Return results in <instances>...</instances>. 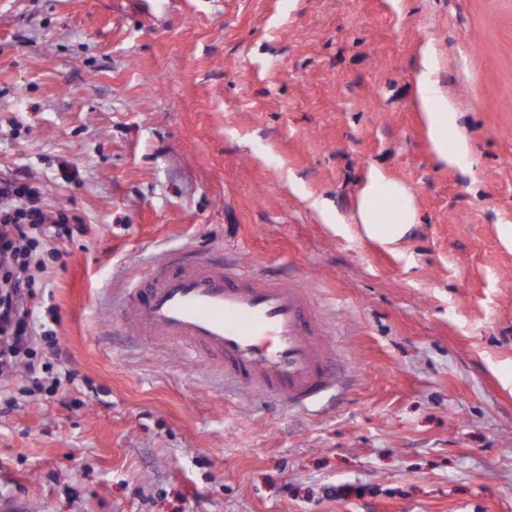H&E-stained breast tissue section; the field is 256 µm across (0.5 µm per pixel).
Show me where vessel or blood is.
Returning a JSON list of instances; mask_svg holds the SVG:
<instances>
[{"label":"vessel or blood","mask_w":512,"mask_h":512,"mask_svg":"<svg viewBox=\"0 0 512 512\" xmlns=\"http://www.w3.org/2000/svg\"><path fill=\"white\" fill-rule=\"evenodd\" d=\"M117 306L122 327L219 364L235 389L304 408L340 385L335 341L300 281L257 277L207 255L169 257Z\"/></svg>","instance_id":"1"}]
</instances>
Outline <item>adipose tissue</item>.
I'll use <instances>...</instances> for the list:
<instances>
[{"instance_id":"obj_1","label":"adipose tissue","mask_w":512,"mask_h":512,"mask_svg":"<svg viewBox=\"0 0 512 512\" xmlns=\"http://www.w3.org/2000/svg\"><path fill=\"white\" fill-rule=\"evenodd\" d=\"M422 70L417 76L418 104L424 112L429 132L439 156L454 160L463 155L462 142L448 140V102L443 99L431 78L433 68L430 51L422 53ZM390 198L394 205L381 209L378 201ZM358 222L371 240L387 246L398 244L416 222L415 210L405 190L380 174H371L359 200Z\"/></svg>"}]
</instances>
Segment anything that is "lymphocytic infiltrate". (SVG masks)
<instances>
[{"label": "lymphocytic infiltrate", "instance_id": "1", "mask_svg": "<svg viewBox=\"0 0 512 512\" xmlns=\"http://www.w3.org/2000/svg\"><path fill=\"white\" fill-rule=\"evenodd\" d=\"M40 197L22 176L0 177V373L22 355L28 373L36 374L35 317L28 302L54 255L49 240L72 234L67 215L44 211Z\"/></svg>", "mask_w": 512, "mask_h": 512}]
</instances>
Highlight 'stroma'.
<instances>
[{
	"instance_id": "35a3bbf8",
	"label": "stroma",
	"mask_w": 512,
	"mask_h": 512,
	"mask_svg": "<svg viewBox=\"0 0 512 512\" xmlns=\"http://www.w3.org/2000/svg\"><path fill=\"white\" fill-rule=\"evenodd\" d=\"M427 43L457 165L415 105ZM373 168L417 211L395 251L351 220ZM15 171L86 232L37 291L60 390L0 375V503L512 512V0H0ZM176 250L303 281L348 378L335 402L228 395L117 326L114 295Z\"/></svg>"
}]
</instances>
